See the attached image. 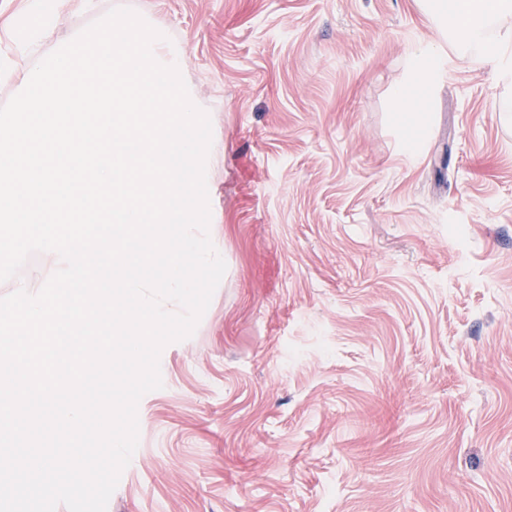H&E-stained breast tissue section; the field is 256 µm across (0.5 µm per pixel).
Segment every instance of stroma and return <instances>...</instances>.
I'll return each mask as SVG.
<instances>
[{
  "mask_svg": "<svg viewBox=\"0 0 512 512\" xmlns=\"http://www.w3.org/2000/svg\"><path fill=\"white\" fill-rule=\"evenodd\" d=\"M128 7L187 51L226 273L166 345L107 512H512V87L450 53L416 155L419 0H66L31 52ZM446 58L432 45L418 46L410 53L409 71L397 92L396 129L405 152L419 140L424 125L423 105L431 102L436 83L445 72Z\"/></svg>",
  "mask_w": 512,
  "mask_h": 512,
  "instance_id": "1",
  "label": "stroma"
}]
</instances>
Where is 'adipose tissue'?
Returning a JSON list of instances; mask_svg holds the SVG:
<instances>
[{
	"label": "adipose tissue",
	"mask_w": 512,
	"mask_h": 512,
	"mask_svg": "<svg viewBox=\"0 0 512 512\" xmlns=\"http://www.w3.org/2000/svg\"><path fill=\"white\" fill-rule=\"evenodd\" d=\"M420 4L453 50L492 64L499 82L512 85V37L487 34L490 23L512 14V0H420ZM59 5L60 0H30L28 10L14 21L18 40L32 42L57 28L62 20ZM445 67L446 59L435 46H419L410 54L396 103V129L404 151H411L419 140L425 121L423 105L431 101Z\"/></svg>",
	"instance_id": "1"
}]
</instances>
